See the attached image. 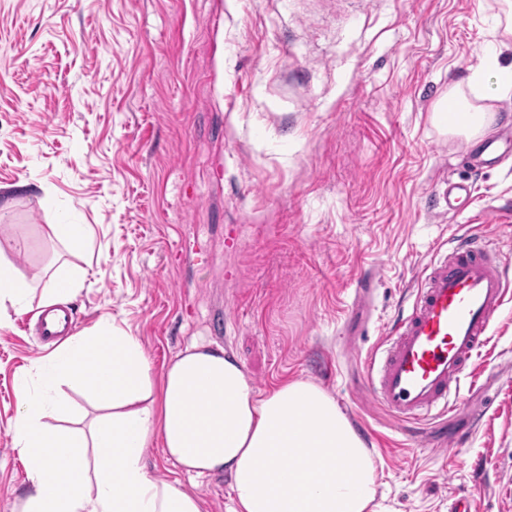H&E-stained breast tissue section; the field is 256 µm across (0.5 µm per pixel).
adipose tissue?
I'll list each match as a JSON object with an SVG mask.
<instances>
[{
    "mask_svg": "<svg viewBox=\"0 0 512 512\" xmlns=\"http://www.w3.org/2000/svg\"><path fill=\"white\" fill-rule=\"evenodd\" d=\"M511 91L512 64L489 59L449 88L432 120L484 136ZM86 276L64 264L37 291L0 254V322L35 293L44 307L72 301ZM68 389L88 396L91 420L72 411ZM16 399L13 444L29 480L19 512H204L180 480L150 473L156 445L187 474H228L232 512H377L373 457L334 397L302 378L256 390L219 345L191 343L156 373L139 337L105 317L50 352Z\"/></svg>",
    "mask_w": 512,
    "mask_h": 512,
    "instance_id": "adipose-tissue-1",
    "label": "adipose tissue"
}]
</instances>
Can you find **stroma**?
<instances>
[{"label":"stroma","mask_w":512,"mask_h":512,"mask_svg":"<svg viewBox=\"0 0 512 512\" xmlns=\"http://www.w3.org/2000/svg\"><path fill=\"white\" fill-rule=\"evenodd\" d=\"M504 0H0V251L28 275L88 270L154 372L220 345L256 390L326 389L365 441L385 512H512V296L459 412L407 431L363 360L460 235L512 270V154L473 173L435 102L499 48ZM25 189H18L20 181ZM473 191L448 210L449 181ZM89 224L75 255L47 223ZM369 297H360L363 281ZM0 324V512L28 485L17 379L47 351ZM467 442L435 454L454 435Z\"/></svg>","instance_id":"1"}]
</instances>
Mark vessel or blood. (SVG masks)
I'll use <instances>...</instances> for the list:
<instances>
[{"label": "vessel or blood", "instance_id": "1", "mask_svg": "<svg viewBox=\"0 0 512 512\" xmlns=\"http://www.w3.org/2000/svg\"><path fill=\"white\" fill-rule=\"evenodd\" d=\"M511 291L500 256L477 241L456 240L408 314L387 328L384 354L364 360V389L373 402L400 423L458 410L461 379Z\"/></svg>", "mask_w": 512, "mask_h": 512}]
</instances>
